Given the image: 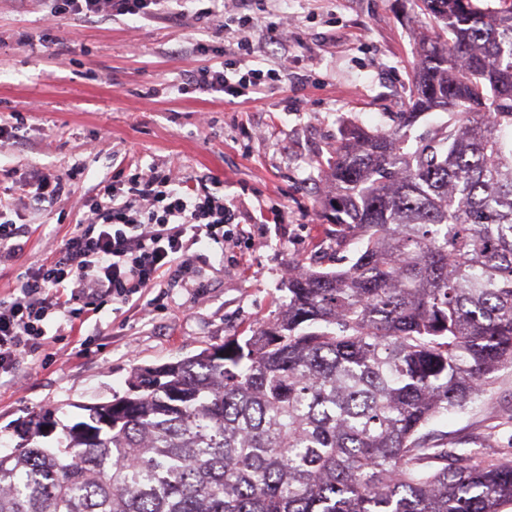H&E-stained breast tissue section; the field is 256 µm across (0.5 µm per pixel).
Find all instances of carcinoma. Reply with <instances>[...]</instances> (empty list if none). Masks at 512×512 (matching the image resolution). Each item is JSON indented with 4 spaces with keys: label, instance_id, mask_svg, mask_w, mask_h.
Instances as JSON below:
<instances>
[{
    "label": "carcinoma",
    "instance_id": "carcinoma-1",
    "mask_svg": "<svg viewBox=\"0 0 512 512\" xmlns=\"http://www.w3.org/2000/svg\"><path fill=\"white\" fill-rule=\"evenodd\" d=\"M426 40L392 128L331 161L334 270L288 278L242 340L133 370L54 449L45 411L0 455V512H503L512 449L420 434L512 367V4L421 0ZM439 111L442 120L411 130Z\"/></svg>",
    "mask_w": 512,
    "mask_h": 512
}]
</instances>
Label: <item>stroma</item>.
I'll use <instances>...</instances> for the list:
<instances>
[{
  "instance_id": "obj_1",
  "label": "stroma",
  "mask_w": 512,
  "mask_h": 512,
  "mask_svg": "<svg viewBox=\"0 0 512 512\" xmlns=\"http://www.w3.org/2000/svg\"><path fill=\"white\" fill-rule=\"evenodd\" d=\"M249 35V67L287 65V78L246 102L223 94H180L185 74L219 62L199 44L223 45L214 22L155 15L75 22L49 15L39 0H0V119L26 120L24 138L0 146V167L29 173L81 168L55 213L30 214L32 234L13 266L0 268V297L28 266L70 232L80 198L118 165L167 164L184 176L209 173L224 185L247 238L205 248L183 288H151L150 318L135 305L104 306L81 330L51 321L50 341L15 366L24 389L0 383V454L20 441L15 428L38 412L63 424L85 406L124 394L137 366L159 367L247 335L280 311L283 270H321L353 256L325 219L327 165L354 126L389 127L411 92L418 40L430 31L418 0H259ZM288 21L289 50L266 29ZM56 30L58 55L42 37ZM88 340L80 351V340ZM432 441L496 455L512 446V368L463 409L435 418Z\"/></svg>"
}]
</instances>
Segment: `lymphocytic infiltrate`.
I'll list each match as a JSON object with an SVG mask.
<instances>
[{
  "mask_svg": "<svg viewBox=\"0 0 512 512\" xmlns=\"http://www.w3.org/2000/svg\"><path fill=\"white\" fill-rule=\"evenodd\" d=\"M170 0H47L55 17L87 21L108 16L147 18L168 10ZM223 16L240 37L227 42L220 66L206 65L186 74L181 93L221 92L239 98L278 86L287 67H244L254 44L244 31L251 15L215 7L196 10L197 19ZM78 176L34 172L17 182V195L0 196V267L24 253L30 224L19 221L21 208L53 213ZM218 179L197 177L186 187L171 168L152 166L131 174L113 170L92 195L82 199L76 223L60 245L40 263L27 267L9 296L0 298V374L12 373L24 355L46 341L47 325L60 319L81 325L107 303L127 304L162 281L182 282L193 265L192 251L202 244L223 245L238 236L234 210Z\"/></svg>",
  "mask_w": 512,
  "mask_h": 512,
  "instance_id": "f902f5d3",
  "label": "lymphocytic infiltrate"
}]
</instances>
